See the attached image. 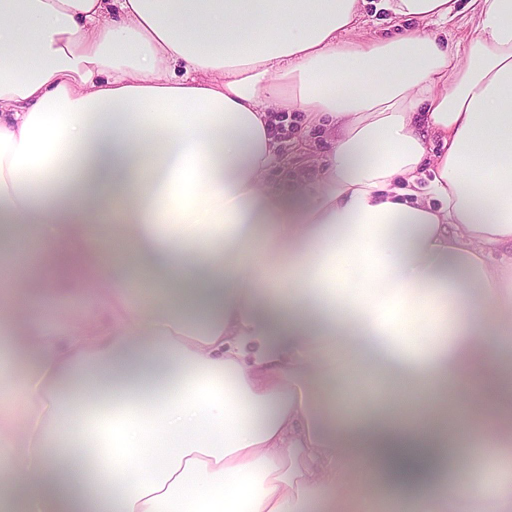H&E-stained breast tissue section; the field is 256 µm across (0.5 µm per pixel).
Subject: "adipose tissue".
<instances>
[{"mask_svg":"<svg viewBox=\"0 0 512 512\" xmlns=\"http://www.w3.org/2000/svg\"><path fill=\"white\" fill-rule=\"evenodd\" d=\"M365 2L0 0V223L41 245L43 290L139 276L51 329L0 300L25 413L0 512H329L348 464L387 486L405 443L428 469L402 505L512 506L511 477L447 476L448 401L494 399L485 343L512 335V0H468L461 50L423 30L455 0H381L400 28L370 43ZM280 110L330 145L288 200ZM343 345L379 415L323 401Z\"/></svg>","mask_w":512,"mask_h":512,"instance_id":"adipose-tissue-1","label":"adipose tissue"}]
</instances>
